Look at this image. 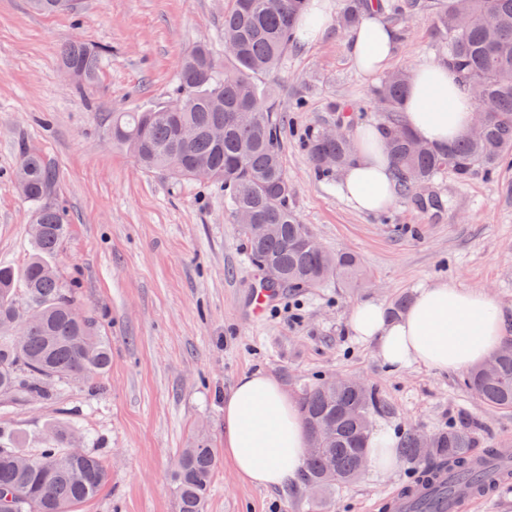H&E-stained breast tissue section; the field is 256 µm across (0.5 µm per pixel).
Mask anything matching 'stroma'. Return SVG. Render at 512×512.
Listing matches in <instances>:
<instances>
[{
    "instance_id": "1",
    "label": "stroma",
    "mask_w": 512,
    "mask_h": 512,
    "mask_svg": "<svg viewBox=\"0 0 512 512\" xmlns=\"http://www.w3.org/2000/svg\"><path fill=\"white\" fill-rule=\"evenodd\" d=\"M228 0H76L73 11L43 16L27 0H0V262L22 268L32 246L29 205L13 180L22 149L57 169L52 200L70 226L54 261L62 282H78L77 302L99 322L112 366L96 392L70 387L28 401L0 395V429L36 456L52 423L70 421L109 473L79 512H176L172 470L197 439L224 446V397L247 372L266 371L291 397L322 377L376 389L374 429L425 434L462 421L477 427V453L512 448V412L496 411L463 386V372L394 371L351 335L360 302L391 305L448 279L487 291L512 336V159L494 173L461 181L445 174L431 190L443 202L427 214L406 197L376 215L353 210L322 177L302 143L312 129L378 125L372 99L382 80L360 74L347 31L331 21L311 45H292L278 69L261 76L276 99L285 134L282 164L292 204L329 251L362 261L366 281L280 289L262 315L252 312L258 272L223 188L174 182L143 172L113 145V113L170 102L178 62L204 41L223 54ZM400 38L389 71L420 58L441 60L445 46L427 12L394 20ZM109 47L92 89L77 92L59 65L70 40ZM423 464L400 459L390 474L374 468L323 495L304 480L278 490L240 479L219 458L205 512H384L393 491Z\"/></svg>"
}]
</instances>
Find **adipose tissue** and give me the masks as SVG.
I'll list each match as a JSON object with an SVG mask.
<instances>
[{
    "mask_svg": "<svg viewBox=\"0 0 512 512\" xmlns=\"http://www.w3.org/2000/svg\"><path fill=\"white\" fill-rule=\"evenodd\" d=\"M395 44V30L373 11L356 20L347 49L357 70L372 76L387 68ZM473 118L472 98L447 65L419 59L403 103L404 126L420 140L445 146L464 137ZM396 189L383 132L359 128L356 155L339 181L341 198L358 212L377 214L391 206ZM348 326L390 369L445 373L486 361L503 342L505 318L485 291L440 280L421 288L394 319L379 303H358ZM308 446L299 408L276 378L259 371L237 378L224 398V455L241 479L264 489L285 487L304 470Z\"/></svg>",
    "mask_w": 512,
    "mask_h": 512,
    "instance_id": "ef3b65f1",
    "label": "adipose tissue"
}]
</instances>
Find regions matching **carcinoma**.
Returning a JSON list of instances; mask_svg holds the SVG:
<instances>
[{
    "label": "carcinoma",
    "mask_w": 512,
    "mask_h": 512,
    "mask_svg": "<svg viewBox=\"0 0 512 512\" xmlns=\"http://www.w3.org/2000/svg\"><path fill=\"white\" fill-rule=\"evenodd\" d=\"M307 0H229L224 10V60L202 42L181 57L173 106L112 114V142L124 147L148 173L196 179V169L209 172L208 183L224 186L233 217L251 216L241 225L251 263L272 267L279 276L273 290L310 288L330 278L346 287L362 276L358 258L307 246L311 236L290 206L292 188L283 171L281 125L273 100L258 91L255 79L274 71L297 38ZM42 13L69 8L73 0H30ZM366 0H342L341 18L351 25ZM438 31L446 39L444 59L466 89L477 85V110L485 115L481 136L467 134L450 146L418 141L402 125L399 113L408 91L409 70L385 77L374 92L382 112L385 149L393 158L399 187L419 210L437 205L429 190L442 172L460 179L481 169L492 172L512 154V0H430ZM106 47L72 41L60 51L64 69L77 70L79 88L98 79ZM224 127V141L210 136ZM305 147L321 175L344 169L354 154V141L311 130ZM15 183L30 204L32 254L17 271L0 264V394L44 399L53 387L79 384L94 390L112 366V351L100 335L96 319L79 316L74 289L62 283L51 259L68 233L63 212L51 201L55 168L42 153L23 150ZM494 357L492 373L479 365L464 378L482 403L512 410V339ZM381 404L374 389H358L331 379L303 389L299 408L310 436L305 480L321 493L355 480L364 471L372 434V413ZM73 426H59L30 458L0 434V512H77L108 481L95 452L73 454ZM410 460H428L427 471L448 464V496L460 485L475 493L491 491L512 478L509 470L489 473L474 460L475 426L462 422L435 435L430 448L420 435L403 441ZM217 450L203 439L178 455L173 466L178 512H204Z\"/></svg>",
    "instance_id": "carcinoma-1"
}]
</instances>
